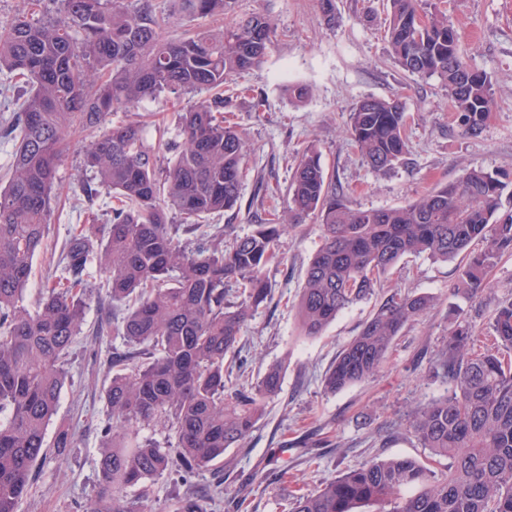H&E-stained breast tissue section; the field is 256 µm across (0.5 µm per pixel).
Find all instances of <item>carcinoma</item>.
Wrapping results in <instances>:
<instances>
[{"instance_id":"carcinoma-1","label":"carcinoma","mask_w":512,"mask_h":512,"mask_svg":"<svg viewBox=\"0 0 512 512\" xmlns=\"http://www.w3.org/2000/svg\"><path fill=\"white\" fill-rule=\"evenodd\" d=\"M27 5L0 28V71L29 85L19 106V134L0 186V512H17L47 449L72 447L57 428L48 441L67 371L64 359L81 333L87 265L95 260L112 302L126 312L105 322L142 361L112 371L105 393L112 426L100 448L96 499L86 512H141L124 496L173 469L187 476L224 458L252 433L267 399L282 387L270 367L251 389L224 398V359L244 327L272 299L265 268L277 259L282 232L314 216L321 244L310 259L298 302L300 335L315 338L343 311L368 299L404 256L460 260L458 287L468 297L512 256V211L500 210L508 187L473 168L412 203L355 209L328 180L318 149L298 157L287 206L224 243L218 227L189 249L180 229L234 210L245 176L247 145L224 124V86L259 66L277 34L263 13L238 17L233 0H178L179 17L210 18L212 27L170 37L171 16L147 0H56L57 14ZM442 0H390L386 30L401 70L437 77L457 126L479 135L491 117L488 75L460 51ZM207 93L180 116L181 143L145 142L142 125H114L90 142L85 166L113 193L102 236L75 229L35 303L27 301L33 263L52 219L56 170L68 138L99 126L116 107L136 108L163 93ZM404 102L366 97L349 114L348 132L369 168L381 175L408 153ZM174 158L165 168L158 151ZM248 293L229 299V286ZM429 295L387 292L361 332L342 347L324 378L337 393L387 363L404 325L434 305ZM433 371L451 390L415 410L412 432L434 459L427 464L375 457L295 499L292 512H512V299L488 315L493 340L460 311ZM140 422L167 423L174 443L159 448L132 437ZM447 463H441V460Z\"/></svg>"}]
</instances>
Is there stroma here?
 <instances>
[{"label":"stroma","mask_w":512,"mask_h":512,"mask_svg":"<svg viewBox=\"0 0 512 512\" xmlns=\"http://www.w3.org/2000/svg\"><path fill=\"white\" fill-rule=\"evenodd\" d=\"M336 26H327L317 0H236L237 14L261 12L278 26V37L264 62L235 76L265 101L253 111L250 98L232 101L226 118L242 132L247 146L246 175L238 209L220 215L216 224L231 235L244 236L260 223L264 211L257 198L268 183L286 200L296 156L315 145L328 174L347 188L351 207L381 209L401 206L425 191L462 177L473 168L512 176V0H445L448 21L461 34L465 56L490 77L495 108L483 132L462 134L437 78H421L396 67L384 37L387 0H335ZM311 93L302 102L290 94L294 84ZM402 97L410 119L406 136L410 153L404 164L374 174L347 132L349 113L362 98ZM189 95L166 94L139 107L149 144L157 126L177 137L176 116L192 104ZM97 135H72L56 180L61 195L55 207L45 249L34 261L31 288H40L57 263L71 229L102 224L112 199L99 192L83 194L94 173L84 165L87 146ZM316 220L288 230L278 242L281 265L265 275L273 299L249 321L241 341L249 381L267 368L282 369V389L268 400L256 431L242 447L230 448L215 466L190 478L171 472L151 482V496L126 491L144 512H165L179 499L198 500L201 512H290L294 498L316 489L338 472L374 457L425 460L429 454L408 431L417 405L447 393L449 384L432 368L435 354L447 343L452 312L486 326L494 300L512 297V257L503 258L491 274V293L469 299L458 293V264L424 255L403 257L390 271L385 288L434 296L435 306L408 322L375 376L340 392H325L322 380L338 351L356 336L375 306L363 301L337 316L322 336H299L296 308L307 264L320 244ZM83 330L66 356L68 377L54 426L69 428L73 445L49 452L30 484L18 512H84L97 492L99 447L110 415L104 400L108 363L125 350L117 336H97L93 329L112 304L105 277L88 268Z\"/></svg>","instance_id":"1"}]
</instances>
